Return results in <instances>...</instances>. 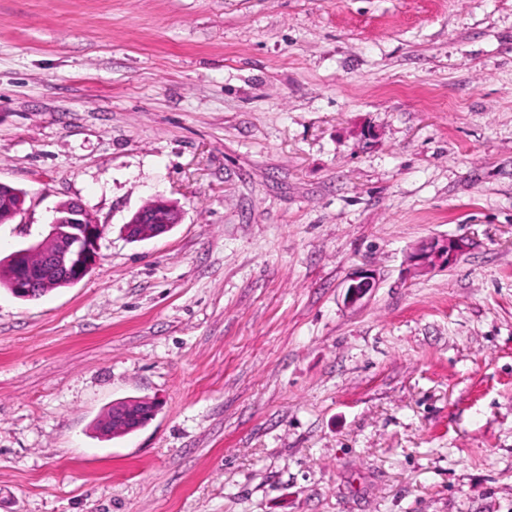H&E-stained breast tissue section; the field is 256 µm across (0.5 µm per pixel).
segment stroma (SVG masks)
I'll return each mask as SVG.
<instances>
[{
  "label": "stroma",
  "mask_w": 512,
  "mask_h": 512,
  "mask_svg": "<svg viewBox=\"0 0 512 512\" xmlns=\"http://www.w3.org/2000/svg\"><path fill=\"white\" fill-rule=\"evenodd\" d=\"M0 182V512H512V0H0ZM3 194L1 195V192ZM26 192L0 182V209L2 207L12 214L14 219L24 211ZM11 221L8 214L1 209L0 224ZM47 226L48 233L42 240L0 261V266L12 272L16 283L13 295L19 299L36 298L61 283L76 285L99 260L103 228L80 202H70L65 216L56 207ZM4 268L0 270V288L12 293L11 274ZM181 214L176 219L163 220L161 215L155 212H145L139 209L125 224V235L129 238L140 239L144 237H155L171 230L175 224L180 223ZM151 225V230H144ZM466 248L467 244L462 239L449 237L441 243L422 246L413 255V258L418 266L425 270H431L455 263ZM376 286V279L369 270H359L350 278L345 301L347 305H355Z\"/></svg>",
  "instance_id": "stroma-1"
}]
</instances>
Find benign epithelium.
<instances>
[{
    "label": "benign epithelium",
    "mask_w": 512,
    "mask_h": 512,
    "mask_svg": "<svg viewBox=\"0 0 512 512\" xmlns=\"http://www.w3.org/2000/svg\"><path fill=\"white\" fill-rule=\"evenodd\" d=\"M26 192L0 182V206L17 217L24 211ZM181 218L163 220L154 212L142 209L126 223L125 235L140 239L155 237L171 230ZM103 228L90 212L78 201L69 203L66 214L53 210L48 223V233L12 252L0 261V266L10 270L15 278L14 296L28 300L48 293L59 284H78L99 260L98 243ZM467 248L458 238L423 246L413 255L418 266L431 270L449 266ZM376 287L374 274L359 270L350 278L345 301L353 306Z\"/></svg>",
    "instance_id": "1"
}]
</instances>
